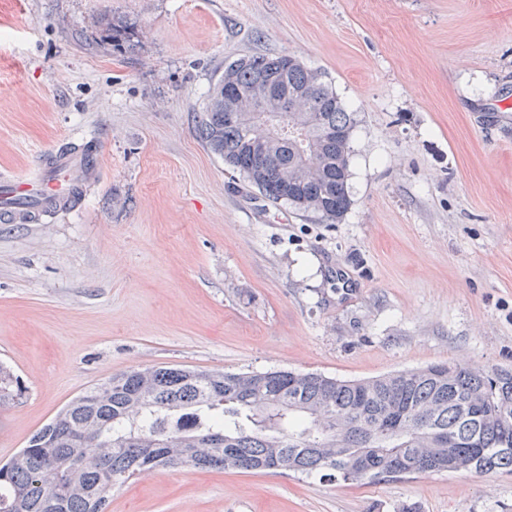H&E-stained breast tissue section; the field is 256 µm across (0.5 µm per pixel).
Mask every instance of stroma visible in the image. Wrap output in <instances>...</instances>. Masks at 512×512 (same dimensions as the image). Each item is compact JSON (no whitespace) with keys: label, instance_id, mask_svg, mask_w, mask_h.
I'll return each mask as SVG.
<instances>
[{"label":"stroma","instance_id":"obj_1","mask_svg":"<svg viewBox=\"0 0 512 512\" xmlns=\"http://www.w3.org/2000/svg\"><path fill=\"white\" fill-rule=\"evenodd\" d=\"M259 54L320 71L357 117L338 223L269 201L196 134L225 62ZM89 142L77 208L0 223V362L24 389L0 404V462L133 368L512 369V0H0V175ZM407 504L512 512V471L162 469L106 512Z\"/></svg>","mask_w":512,"mask_h":512}]
</instances>
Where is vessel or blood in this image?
I'll return each instance as SVG.
<instances>
[{"instance_id": "obj_1", "label": "vessel or blood", "mask_w": 512, "mask_h": 512, "mask_svg": "<svg viewBox=\"0 0 512 512\" xmlns=\"http://www.w3.org/2000/svg\"><path fill=\"white\" fill-rule=\"evenodd\" d=\"M98 175L97 149L56 148L40 170L0 180V222L35 224L41 214L71 210L76 188L93 185Z\"/></svg>"}]
</instances>
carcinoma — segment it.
I'll return each instance as SVG.
<instances>
[{
    "label": "carcinoma",
    "instance_id": "cac0c4a2",
    "mask_svg": "<svg viewBox=\"0 0 512 512\" xmlns=\"http://www.w3.org/2000/svg\"><path fill=\"white\" fill-rule=\"evenodd\" d=\"M270 80L288 102L265 95ZM355 113L321 72L291 55L224 66L197 125L205 146L265 198L328 224L349 210ZM21 395L0 364V403ZM451 434L456 444H440ZM221 435L210 448L199 439ZM512 471V371L448 362L369 380L288 370L169 366L114 375L76 397L0 465V512H105L112 489L142 472L276 471L362 483L413 463Z\"/></svg>",
    "mask_w": 512,
    "mask_h": 512
}]
</instances>
